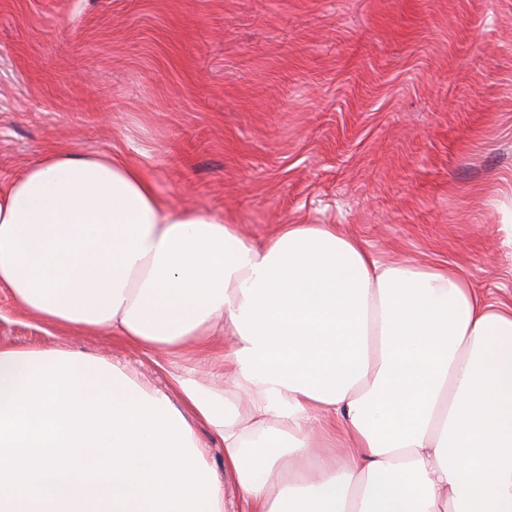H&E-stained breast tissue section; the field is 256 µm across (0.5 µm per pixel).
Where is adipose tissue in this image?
Here are the masks:
<instances>
[{
  "label": "adipose tissue",
  "mask_w": 512,
  "mask_h": 512,
  "mask_svg": "<svg viewBox=\"0 0 512 512\" xmlns=\"http://www.w3.org/2000/svg\"><path fill=\"white\" fill-rule=\"evenodd\" d=\"M0 290L57 329L212 353L171 379L224 442L245 512H512V304L462 272L376 255L338 224L255 245L223 214L172 205L139 161L46 148L0 187ZM54 349L0 345V387ZM82 395L162 392L84 353ZM65 505L143 512L137 486L67 476Z\"/></svg>",
  "instance_id": "adipose-tissue-1"
}]
</instances>
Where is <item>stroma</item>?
I'll return each instance as SVG.
<instances>
[{"mask_svg": "<svg viewBox=\"0 0 512 512\" xmlns=\"http://www.w3.org/2000/svg\"><path fill=\"white\" fill-rule=\"evenodd\" d=\"M48 147L121 150L172 204L256 242L340 224L512 298V0H0V180ZM0 345L80 351L164 390L224 370L47 327L3 291ZM196 433L237 512L223 441Z\"/></svg>", "mask_w": 512, "mask_h": 512, "instance_id": "1", "label": "stroma"}]
</instances>
